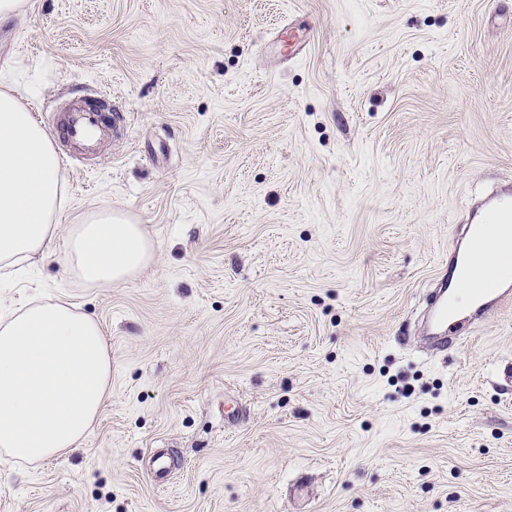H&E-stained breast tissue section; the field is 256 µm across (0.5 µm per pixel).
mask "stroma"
<instances>
[{
    "instance_id": "stroma-1",
    "label": "stroma",
    "mask_w": 512,
    "mask_h": 512,
    "mask_svg": "<svg viewBox=\"0 0 512 512\" xmlns=\"http://www.w3.org/2000/svg\"><path fill=\"white\" fill-rule=\"evenodd\" d=\"M5 87L126 122L9 288L98 320L112 388L71 453L0 458V512H512V302L436 355L420 328L512 183V0H25ZM103 206L154 259L89 287L57 258Z\"/></svg>"
}]
</instances>
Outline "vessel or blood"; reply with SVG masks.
<instances>
[{
	"instance_id": "vessel-or-blood-1",
	"label": "vessel or blood",
	"mask_w": 512,
	"mask_h": 512,
	"mask_svg": "<svg viewBox=\"0 0 512 512\" xmlns=\"http://www.w3.org/2000/svg\"><path fill=\"white\" fill-rule=\"evenodd\" d=\"M58 125L66 142L85 147L102 139L109 123H104L98 106L81 100L67 107ZM511 223V183L470 206L467 223L459 227L452 242L454 250L462 251L464 261L456 278L440 287L434 304L438 331L429 339L432 350L447 351L461 340L467 322L459 318L454 305L457 294L472 297L481 312L512 300V236L493 235L486 230L490 224Z\"/></svg>"
}]
</instances>
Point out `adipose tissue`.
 I'll return each mask as SVG.
<instances>
[{
  "label": "adipose tissue",
  "instance_id": "1",
  "mask_svg": "<svg viewBox=\"0 0 512 512\" xmlns=\"http://www.w3.org/2000/svg\"><path fill=\"white\" fill-rule=\"evenodd\" d=\"M64 207L52 137L0 91V277L46 259ZM153 251L142 225L104 207L74 225L59 261L85 284L111 286L145 270ZM111 383L112 352L97 320L62 301L0 307V454L23 464L68 454Z\"/></svg>",
  "mask_w": 512,
  "mask_h": 512
}]
</instances>
